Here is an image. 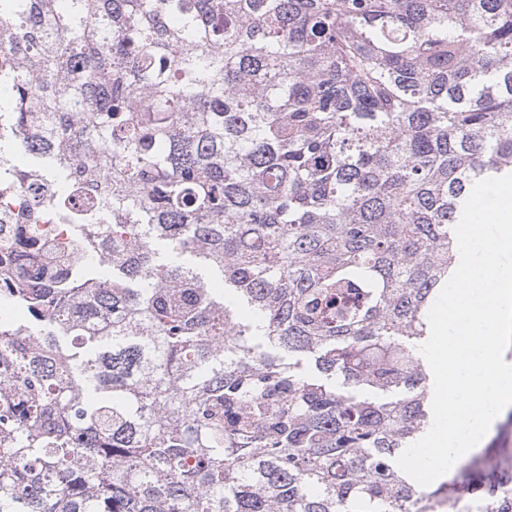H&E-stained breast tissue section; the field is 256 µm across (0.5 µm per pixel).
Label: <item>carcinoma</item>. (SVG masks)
Instances as JSON below:
<instances>
[{
  "label": "carcinoma",
  "mask_w": 512,
  "mask_h": 512,
  "mask_svg": "<svg viewBox=\"0 0 512 512\" xmlns=\"http://www.w3.org/2000/svg\"><path fill=\"white\" fill-rule=\"evenodd\" d=\"M2 15L9 183L61 210L78 176L94 220L70 274L21 228L0 267L27 312L0 320V512H512V457L489 485L484 456L433 488L396 464L431 422L454 227L512 173V0Z\"/></svg>",
  "instance_id": "obj_1"
}]
</instances>
